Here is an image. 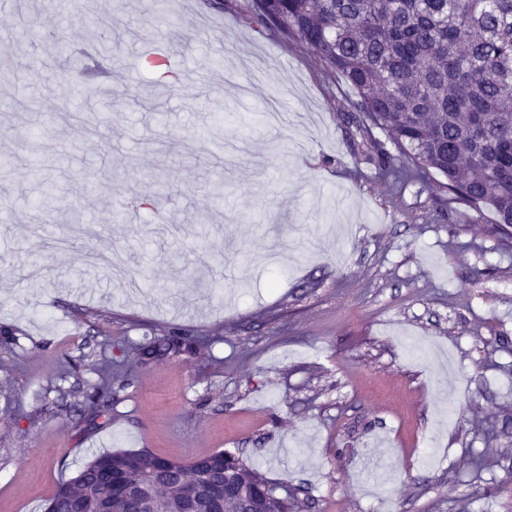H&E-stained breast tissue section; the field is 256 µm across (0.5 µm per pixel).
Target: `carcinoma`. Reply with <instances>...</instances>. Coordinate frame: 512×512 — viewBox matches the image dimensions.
Wrapping results in <instances>:
<instances>
[{
	"mask_svg": "<svg viewBox=\"0 0 512 512\" xmlns=\"http://www.w3.org/2000/svg\"><path fill=\"white\" fill-rule=\"evenodd\" d=\"M259 30L297 36L320 73L341 74L356 99L357 127L381 179L395 187L444 178L439 211L463 206L512 236V0H247ZM390 134L398 150L375 138ZM205 342L169 335L135 357L198 352ZM82 393L97 407L121 373L98 365ZM224 488L211 510L207 490ZM256 469L219 450L186 463L148 451L89 461L45 512H294Z\"/></svg>",
	"mask_w": 512,
	"mask_h": 512,
	"instance_id": "1",
	"label": "carcinoma"
}]
</instances>
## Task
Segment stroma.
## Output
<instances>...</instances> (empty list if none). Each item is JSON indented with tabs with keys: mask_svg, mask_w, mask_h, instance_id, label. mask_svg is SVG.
<instances>
[{
	"mask_svg": "<svg viewBox=\"0 0 512 512\" xmlns=\"http://www.w3.org/2000/svg\"><path fill=\"white\" fill-rule=\"evenodd\" d=\"M244 2L0 0V512L105 452L224 449L296 512H512V238L381 180L347 81ZM162 48L180 87L140 65ZM176 328L209 349L130 361ZM104 356L98 418L71 393ZM99 381L92 388L91 392L82 393L83 400L79 403L91 407H97L101 402L108 401L112 397V384L120 380L121 373L116 369L112 370V362L103 360L98 365Z\"/></svg>",
	"mask_w": 512,
	"mask_h": 512,
	"instance_id": "stroma-1",
	"label": "stroma"
}]
</instances>
